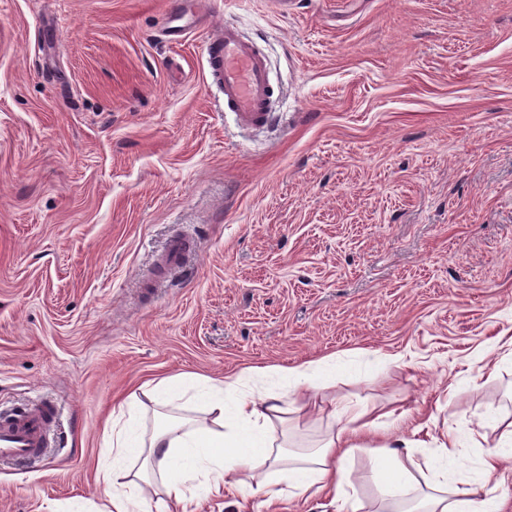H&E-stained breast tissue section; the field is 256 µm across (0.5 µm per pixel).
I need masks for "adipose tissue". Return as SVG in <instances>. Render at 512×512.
Here are the masks:
<instances>
[{
  "label": "adipose tissue",
  "mask_w": 512,
  "mask_h": 512,
  "mask_svg": "<svg viewBox=\"0 0 512 512\" xmlns=\"http://www.w3.org/2000/svg\"><path fill=\"white\" fill-rule=\"evenodd\" d=\"M361 366L360 360L330 355L293 366L248 367L220 380L171 376L152 388L150 399L162 409L187 396L202 403V420L162 412L147 422L138 395H128L119 405V419L103 429L109 456L101 471L112 485L104 512H139L156 477L168 499L160 512L174 506L191 512L185 486L200 476L215 491L258 496L269 507L286 496L313 493L331 497L338 512H346L354 486L349 461L377 436V419L358 412L352 424L330 428L304 454L288 452L275 433L309 416L327 380ZM472 450L478 475L468 478L458 438L422 451L413 444L402 452L372 446L370 480L384 512H506V499L482 491L503 480L507 452L478 443ZM135 460L140 468H132Z\"/></svg>",
  "instance_id": "adipose-tissue-1"
}]
</instances>
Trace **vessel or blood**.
<instances>
[{
  "label": "vessel or blood",
  "mask_w": 512,
  "mask_h": 512,
  "mask_svg": "<svg viewBox=\"0 0 512 512\" xmlns=\"http://www.w3.org/2000/svg\"><path fill=\"white\" fill-rule=\"evenodd\" d=\"M210 73L224 94V107L239 126H266L273 118L270 99L273 85L266 56L256 41L246 39L232 25L208 39L203 46ZM186 242H170L159 263L166 269L182 267ZM57 407L41 399L26 407L0 412V465L14 466L39 460L54 443Z\"/></svg>",
  "instance_id": "b4317fda"
}]
</instances>
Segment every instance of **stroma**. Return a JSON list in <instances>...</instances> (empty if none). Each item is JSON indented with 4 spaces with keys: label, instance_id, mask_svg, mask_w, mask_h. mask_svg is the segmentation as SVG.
Segmentation results:
<instances>
[{
    "label": "stroma",
    "instance_id": "35a3bbf8",
    "mask_svg": "<svg viewBox=\"0 0 512 512\" xmlns=\"http://www.w3.org/2000/svg\"><path fill=\"white\" fill-rule=\"evenodd\" d=\"M0 0V407H60L44 458L0 467V512H101L115 396L327 355L331 406L388 444L498 442L512 422V0ZM265 48L275 118L243 129L202 44ZM197 262L156 277L174 238ZM500 426L485 425L487 415ZM197 512H267L188 489Z\"/></svg>",
    "mask_w": 512,
    "mask_h": 512
}]
</instances>
